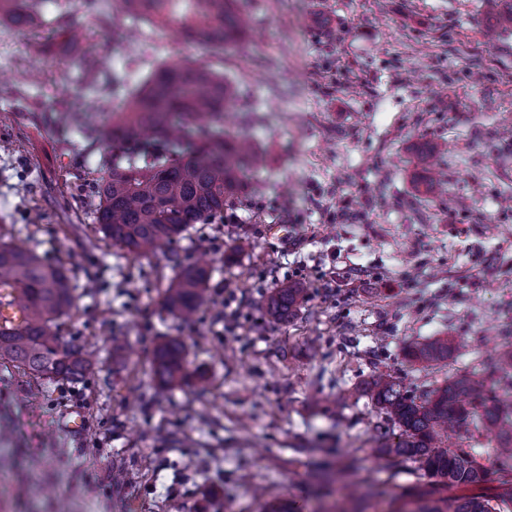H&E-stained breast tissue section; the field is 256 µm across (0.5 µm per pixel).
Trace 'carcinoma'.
Here are the masks:
<instances>
[{"instance_id": "cac0c4a2", "label": "carcinoma", "mask_w": 512, "mask_h": 512, "mask_svg": "<svg viewBox=\"0 0 512 512\" xmlns=\"http://www.w3.org/2000/svg\"><path fill=\"white\" fill-rule=\"evenodd\" d=\"M240 0H111L103 26L120 12L133 18L174 26L196 45L222 47L243 32ZM488 29L512 26V0ZM41 0H0V18L17 27L33 22ZM237 97L224 82L190 62L164 63L126 91L121 114L108 122L117 142L107 174L95 180L99 198L96 224L102 240L129 256L146 258L164 243L182 239L196 224L224 219L251 179L261 157L243 133L224 129V113ZM176 276L166 289L164 308L179 320L192 319L206 299L209 267L185 266L171 258ZM18 289L27 311L24 324L0 325V360L42 380L84 377L93 361L61 335L62 320L74 308L76 276L65 263L45 264L32 249L0 232V282ZM304 298L298 283L271 289L268 314L293 319ZM463 345L460 336H439L410 343V362L448 358ZM187 346L177 337L158 344L151 371L162 394L183 385ZM492 379L484 368L448 378L444 385L413 394L387 371L366 383L381 422L373 447L390 467L411 465L416 481L398 494L387 482L359 477V459L346 469L369 501L389 499L388 512H512V349L499 353ZM473 426L487 448L448 446V433Z\"/></svg>"}]
</instances>
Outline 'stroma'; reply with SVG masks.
I'll use <instances>...</instances> for the list:
<instances>
[{"instance_id":"35a3bbf8","label":"stroma","mask_w":512,"mask_h":512,"mask_svg":"<svg viewBox=\"0 0 512 512\" xmlns=\"http://www.w3.org/2000/svg\"><path fill=\"white\" fill-rule=\"evenodd\" d=\"M102 4L44 0L33 25L0 22V226L79 283L109 282L77 293L62 325L94 353L92 374L40 381L0 366V512H260L281 496L310 512L309 464L349 457L362 476L414 482L367 443L366 381L382 370L440 386L512 334V28L485 37L496 0H247L243 38L225 52L122 16L101 29ZM180 59L256 107L247 133L265 164L224 223L135 261L93 221L92 184L112 154L98 127L126 87ZM106 73L125 88L94 93ZM426 145L446 192L418 189ZM274 224L287 238L268 239ZM199 240L213 272L185 323L163 307L169 257L196 262ZM293 282L307 299L277 322L266 297ZM232 292L243 307L230 323ZM447 334L466 339L448 360L404 359L407 344ZM170 336L206 399L189 383L154 401L150 358ZM74 405L87 416L79 439L56 428Z\"/></svg>"}]
</instances>
